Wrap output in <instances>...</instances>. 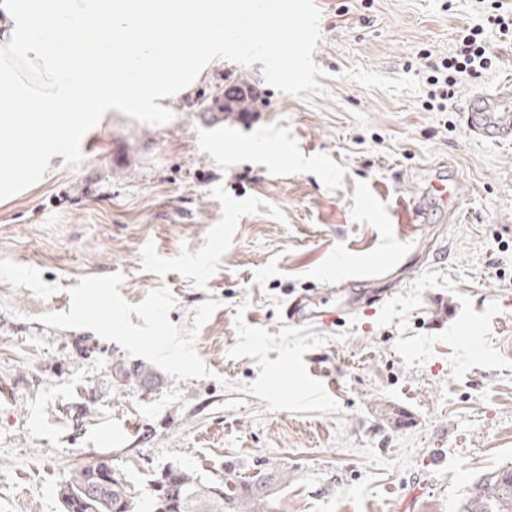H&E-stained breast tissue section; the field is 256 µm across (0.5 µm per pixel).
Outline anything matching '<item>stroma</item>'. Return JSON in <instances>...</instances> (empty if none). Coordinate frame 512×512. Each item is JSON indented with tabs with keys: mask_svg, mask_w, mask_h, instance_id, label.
Wrapping results in <instances>:
<instances>
[{
	"mask_svg": "<svg viewBox=\"0 0 512 512\" xmlns=\"http://www.w3.org/2000/svg\"><path fill=\"white\" fill-rule=\"evenodd\" d=\"M312 55L323 95L266 86L262 63L222 61L167 101L164 125L119 111L82 138L78 168L52 161L0 200V512H61L78 465L109 456L141 499L168 466L206 480L288 469L275 512H462L479 480L512 467V145L471 136L470 95L512 75V43L458 85L447 111L423 107L427 60L448 56L478 0H319ZM347 20L337 21L339 10ZM265 87L214 123L225 83ZM454 177L460 216L430 203L419 243L405 204ZM404 251L376 283L388 299L325 329L304 354L338 410L267 411L239 392L254 358H231L236 315L279 333L283 304L356 273L365 254ZM122 273L130 303L167 286L169 320L219 307L196 350L213 375L175 381L66 312L80 278ZM156 419L139 408L171 389ZM408 425H400L401 416Z\"/></svg>",
	"mask_w": 512,
	"mask_h": 512,
	"instance_id": "35a3bbf8",
	"label": "stroma"
}]
</instances>
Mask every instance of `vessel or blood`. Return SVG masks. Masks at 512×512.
<instances>
[{"label":"vessel or blood","instance_id":"vessel-or-blood-1","mask_svg":"<svg viewBox=\"0 0 512 512\" xmlns=\"http://www.w3.org/2000/svg\"><path fill=\"white\" fill-rule=\"evenodd\" d=\"M462 112L464 125L474 137L496 144H512V81L474 92ZM330 294V299L323 302L313 293L287 301L282 312L284 322L299 327L307 324L324 327L341 317L372 309L383 300L377 291L359 294L350 287L331 289Z\"/></svg>","mask_w":512,"mask_h":512}]
</instances>
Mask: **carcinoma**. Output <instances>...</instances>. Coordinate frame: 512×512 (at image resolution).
<instances>
[{"instance_id": "cac0c4a2", "label": "carcinoma", "mask_w": 512, "mask_h": 512, "mask_svg": "<svg viewBox=\"0 0 512 512\" xmlns=\"http://www.w3.org/2000/svg\"><path fill=\"white\" fill-rule=\"evenodd\" d=\"M288 482V468H266L244 481L229 470L224 479L209 482L181 466L171 465L156 481L153 500L145 505L114 466L100 473L89 462L74 468L60 488L63 512L84 498V491L101 485L95 500L81 512H273L274 495ZM462 512H512V470L485 476Z\"/></svg>"}]
</instances>
